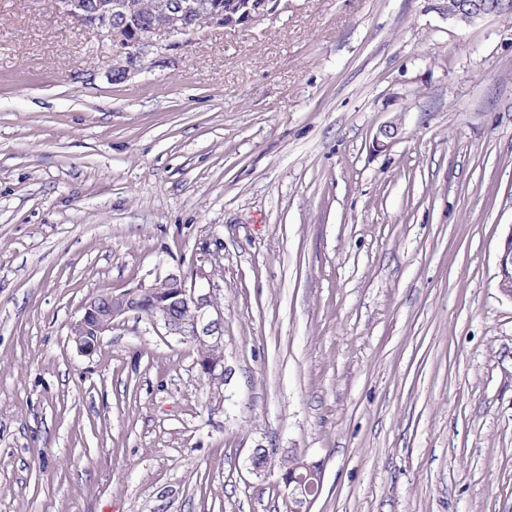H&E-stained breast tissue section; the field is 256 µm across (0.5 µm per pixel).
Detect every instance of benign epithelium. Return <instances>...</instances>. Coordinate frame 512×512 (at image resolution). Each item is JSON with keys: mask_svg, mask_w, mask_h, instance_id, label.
Returning <instances> with one entry per match:
<instances>
[{"mask_svg": "<svg viewBox=\"0 0 512 512\" xmlns=\"http://www.w3.org/2000/svg\"><path fill=\"white\" fill-rule=\"evenodd\" d=\"M63 9L81 26L97 32L112 47L115 60L113 76L118 81L142 69L145 60L159 50L187 44L203 22L197 18L194 0H155L149 19L136 24L128 20L123 0H60ZM279 0H226L211 11L212 22L223 27L250 24L273 13ZM512 12V0H448V19L473 25L488 17H502ZM398 133L397 124L380 126L374 143L379 149L390 145ZM501 290L512 296V237L505 243L500 259ZM151 298L149 320L153 327L163 329L168 336H192L199 353L201 374L226 371L225 363L206 358L204 353L223 345L224 315L211 292L187 285L184 276L170 273L158 277L147 289L123 291L118 294L93 296L84 305L77 321L87 338L75 341L77 350L93 352L106 332L112 330V320L126 312L137 311L141 297ZM305 472L293 480H285L294 501L305 510L319 494L322 468L315 462L302 463Z\"/></svg>", "mask_w": 512, "mask_h": 512, "instance_id": "obj_1", "label": "benign epithelium"}]
</instances>
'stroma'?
I'll return each instance as SVG.
<instances>
[{
    "instance_id": "35a3bbf8",
    "label": "stroma",
    "mask_w": 512,
    "mask_h": 512,
    "mask_svg": "<svg viewBox=\"0 0 512 512\" xmlns=\"http://www.w3.org/2000/svg\"><path fill=\"white\" fill-rule=\"evenodd\" d=\"M112 67L0 0V512H288L294 457L311 512H512V18L280 0ZM170 273L224 312L221 388L138 313L70 337ZM317 464L318 468H316L314 465ZM303 468L307 471V473H301L303 472V468L297 467L298 473H301L300 475L296 476L295 479L289 480L288 477L284 476L283 479L287 486L284 484V489L287 491L288 496V502H289V512H295L294 508H305V511L308 512L310 510V507L316 497L319 494V491L321 489L322 485V468L321 465L318 462L315 461H305L302 463ZM291 488V495L294 499V501L298 504H296L291 498L289 489Z\"/></svg>"
}]
</instances>
